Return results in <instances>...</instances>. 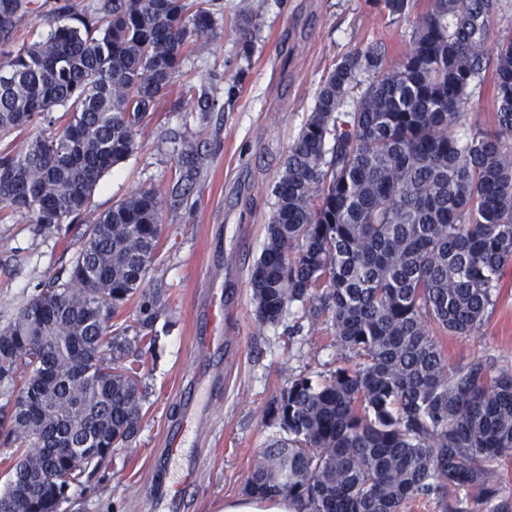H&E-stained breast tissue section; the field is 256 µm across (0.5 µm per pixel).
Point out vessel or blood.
<instances>
[{
	"instance_id": "vessel-or-blood-1",
	"label": "vessel or blood",
	"mask_w": 512,
	"mask_h": 512,
	"mask_svg": "<svg viewBox=\"0 0 512 512\" xmlns=\"http://www.w3.org/2000/svg\"><path fill=\"white\" fill-rule=\"evenodd\" d=\"M197 341L206 351H230L231 341L225 336L223 326L217 322L215 308H208L206 319L197 331ZM216 379L217 375L209 365L200 366L193 380L195 390L188 395L180 420L168 433L165 455L180 463V475L176 483L178 491L186 490L194 481L197 467L191 448L207 424L208 403L211 399L209 389Z\"/></svg>"
}]
</instances>
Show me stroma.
I'll use <instances>...</instances> for the list:
<instances>
[{
    "instance_id": "obj_1",
    "label": "stroma",
    "mask_w": 512,
    "mask_h": 512,
    "mask_svg": "<svg viewBox=\"0 0 512 512\" xmlns=\"http://www.w3.org/2000/svg\"><path fill=\"white\" fill-rule=\"evenodd\" d=\"M90 0H33L13 31L14 44L47 34L61 7ZM216 35L205 52L183 63L181 80L163 97L137 136V152L101 180L96 211L134 189L166 191L183 141H194L202 165L187 202L163 209L160 257L146 288L167 289L171 304L159 319L157 357L143 373L147 397L136 437L114 448L61 512H156L157 487L177 478L165 462L169 428L181 417V392L204 350L194 324L211 299L224 300V333L235 349L224 359L222 384L196 451L201 460L183 512H215L242 496L257 449L281 431L263 412L296 375L321 381L336 366L333 330L292 305L280 323L258 326L249 284L272 214V187L283 157L315 104L317 91L343 56L374 40L398 55L413 32L406 19L380 15L370 0H222ZM206 88L216 106L200 120L180 99L181 81ZM79 225L39 231L28 216L0 221V326L44 283L68 268L79 246ZM495 307L468 336L443 340L451 362L494 357L512 363V267L500 279Z\"/></svg>"
}]
</instances>
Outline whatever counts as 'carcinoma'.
Masks as SVG:
<instances>
[{"instance_id":"cac0c4a2","label":"carcinoma","mask_w":512,"mask_h":512,"mask_svg":"<svg viewBox=\"0 0 512 512\" xmlns=\"http://www.w3.org/2000/svg\"><path fill=\"white\" fill-rule=\"evenodd\" d=\"M28 0H0V46ZM415 15L398 59L369 43L328 72L272 188L265 243L250 271L255 319L310 304L342 362L302 375L268 402L283 436L261 449L250 495L286 494L303 512H512V365L453 364L442 337L468 336L512 265V39L489 43L500 0H373ZM220 0H103L0 51V205L45 232L82 224L64 281L0 327V444L14 449L0 512H59L131 441L146 398L138 358L155 354L164 293L143 289L159 255L163 199L142 187L94 212L112 167L189 52L216 35ZM368 74L361 86L357 74ZM489 81L485 126L461 138L474 79ZM196 112L215 107L187 86ZM63 111L64 126L56 127ZM200 157L183 142L168 201L187 197ZM137 300L134 323L114 321ZM68 455L32 452L56 442Z\"/></svg>"}]
</instances>
